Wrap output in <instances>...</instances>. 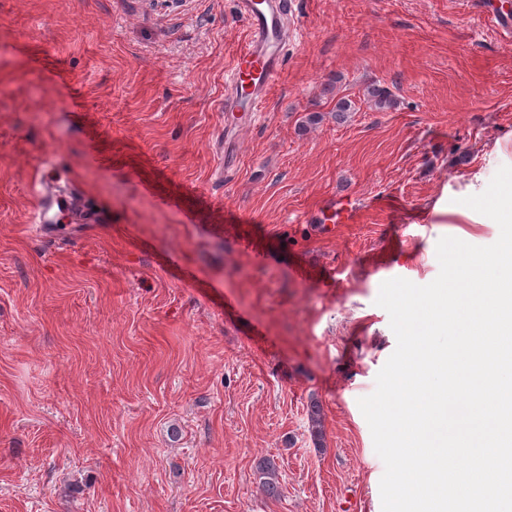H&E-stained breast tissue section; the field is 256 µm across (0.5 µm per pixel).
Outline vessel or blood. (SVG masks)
Masks as SVG:
<instances>
[{
	"instance_id": "obj_1",
	"label": "vessel or blood",
	"mask_w": 512,
	"mask_h": 512,
	"mask_svg": "<svg viewBox=\"0 0 512 512\" xmlns=\"http://www.w3.org/2000/svg\"><path fill=\"white\" fill-rule=\"evenodd\" d=\"M245 20L248 41L225 78L221 111H260L268 92L282 74L288 31V0H236Z\"/></svg>"
}]
</instances>
